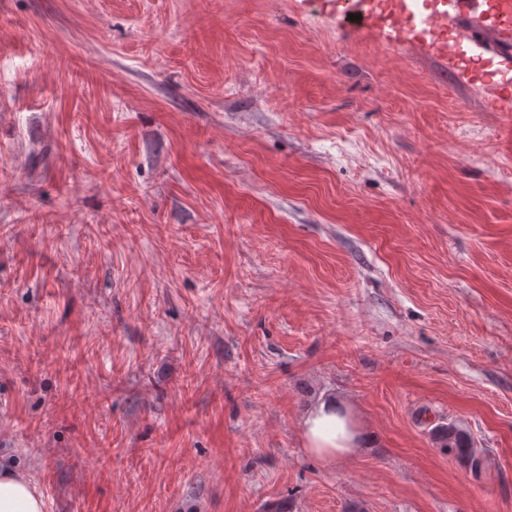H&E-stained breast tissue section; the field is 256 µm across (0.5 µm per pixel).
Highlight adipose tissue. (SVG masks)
Instances as JSON below:
<instances>
[{
	"label": "adipose tissue",
	"mask_w": 512,
	"mask_h": 512,
	"mask_svg": "<svg viewBox=\"0 0 512 512\" xmlns=\"http://www.w3.org/2000/svg\"><path fill=\"white\" fill-rule=\"evenodd\" d=\"M300 427L308 450L327 463L353 455L367 442L365 428L332 396L313 405ZM0 512H44L32 478L9 463L0 466Z\"/></svg>",
	"instance_id": "adipose-tissue-1"
}]
</instances>
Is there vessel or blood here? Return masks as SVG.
Segmentation results:
<instances>
[{"mask_svg":"<svg viewBox=\"0 0 512 512\" xmlns=\"http://www.w3.org/2000/svg\"><path fill=\"white\" fill-rule=\"evenodd\" d=\"M344 12L357 13L365 32L391 29L397 35L425 43L447 55L448 63L464 73L479 74L493 84L512 72V0H451L450 7L438 8L421 15L419 0H398L389 14L371 11L367 0H336ZM461 20H476L490 31L498 42L492 56H469L461 51L454 36Z\"/></svg>","mask_w":512,"mask_h":512,"instance_id":"1","label":"vessel or blood"}]
</instances>
